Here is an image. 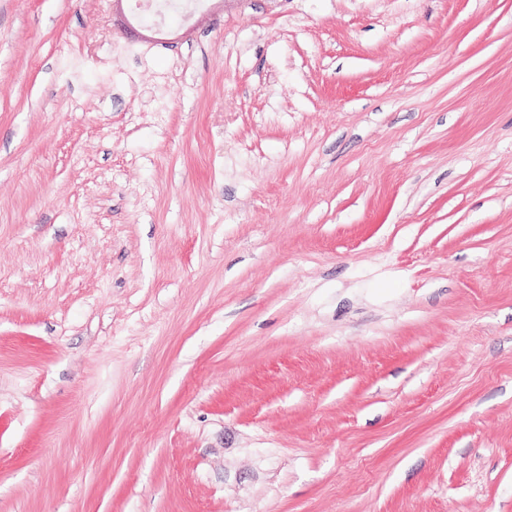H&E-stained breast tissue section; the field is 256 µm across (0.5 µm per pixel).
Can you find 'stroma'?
Wrapping results in <instances>:
<instances>
[{
	"mask_svg": "<svg viewBox=\"0 0 512 512\" xmlns=\"http://www.w3.org/2000/svg\"><path fill=\"white\" fill-rule=\"evenodd\" d=\"M0 0V512H512V0Z\"/></svg>",
	"mask_w": 512,
	"mask_h": 512,
	"instance_id": "35a3bbf8",
	"label": "stroma"
}]
</instances>
